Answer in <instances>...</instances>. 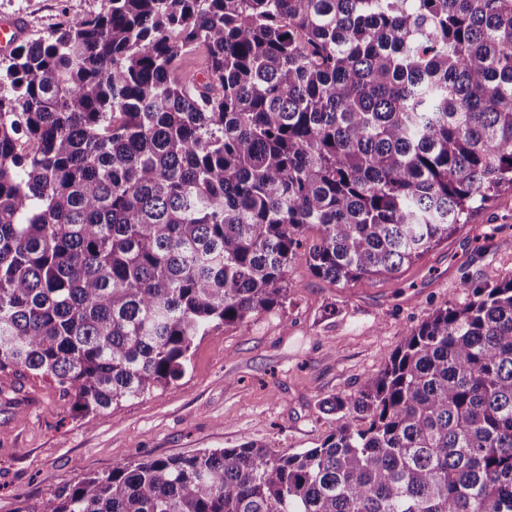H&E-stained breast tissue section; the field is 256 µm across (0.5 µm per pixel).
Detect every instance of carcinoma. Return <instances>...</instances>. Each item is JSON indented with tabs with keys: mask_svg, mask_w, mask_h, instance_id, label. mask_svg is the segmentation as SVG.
<instances>
[{
	"mask_svg": "<svg viewBox=\"0 0 512 512\" xmlns=\"http://www.w3.org/2000/svg\"><path fill=\"white\" fill-rule=\"evenodd\" d=\"M108 2L0 71V373L78 413L174 385L298 258L396 278L512 189V0ZM459 287L318 446L119 462L42 512H512V273Z\"/></svg>",
	"mask_w": 512,
	"mask_h": 512,
	"instance_id": "1",
	"label": "carcinoma"
}]
</instances>
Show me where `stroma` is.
<instances>
[{"instance_id":"35a3bbf8","label":"stroma","mask_w":512,"mask_h":512,"mask_svg":"<svg viewBox=\"0 0 512 512\" xmlns=\"http://www.w3.org/2000/svg\"><path fill=\"white\" fill-rule=\"evenodd\" d=\"M108 6L0 0V21L19 23L30 41ZM465 273L479 283L512 273L511 189L400 277L339 287L295 261L286 304L196 341L184 376L166 390L85 417L50 378L0 375V512H40L64 487L118 462L246 441L290 453L316 447L336 428L322 402L377 375L433 309L463 303Z\"/></svg>"}]
</instances>
